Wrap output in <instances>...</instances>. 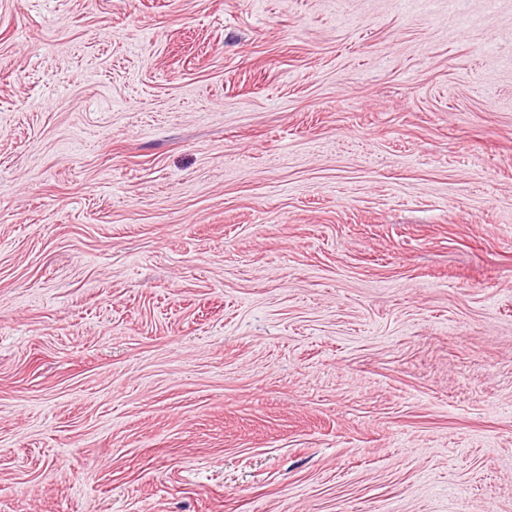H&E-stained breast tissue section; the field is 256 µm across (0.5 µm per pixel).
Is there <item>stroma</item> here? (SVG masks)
I'll return each mask as SVG.
<instances>
[{
  "instance_id": "stroma-1",
  "label": "stroma",
  "mask_w": 512,
  "mask_h": 512,
  "mask_svg": "<svg viewBox=\"0 0 512 512\" xmlns=\"http://www.w3.org/2000/svg\"><path fill=\"white\" fill-rule=\"evenodd\" d=\"M0 512H512V0H0Z\"/></svg>"
}]
</instances>
